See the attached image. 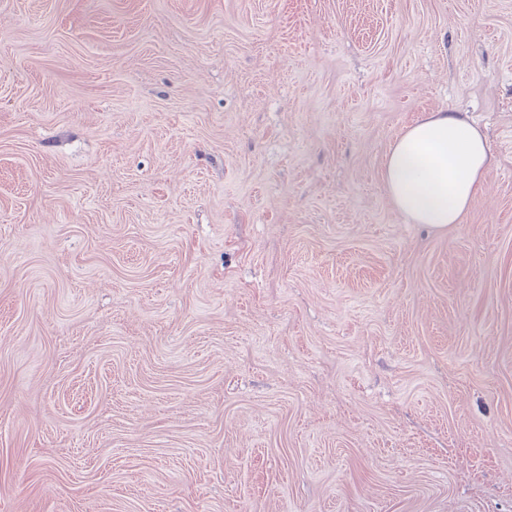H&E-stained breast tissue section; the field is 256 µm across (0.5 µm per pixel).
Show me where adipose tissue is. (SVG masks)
Returning <instances> with one entry per match:
<instances>
[{
	"instance_id": "obj_1",
	"label": "adipose tissue",
	"mask_w": 512,
	"mask_h": 512,
	"mask_svg": "<svg viewBox=\"0 0 512 512\" xmlns=\"http://www.w3.org/2000/svg\"><path fill=\"white\" fill-rule=\"evenodd\" d=\"M491 163L489 145L462 112H430L392 143L384 180L409 222L445 229L461 223Z\"/></svg>"
}]
</instances>
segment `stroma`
<instances>
[{"label":"stroma","instance_id":"stroma-1","mask_svg":"<svg viewBox=\"0 0 512 512\" xmlns=\"http://www.w3.org/2000/svg\"><path fill=\"white\" fill-rule=\"evenodd\" d=\"M0 512H512V0H0ZM491 163L489 145L463 112H429L390 146L384 180L393 207L413 224H460Z\"/></svg>","mask_w":512,"mask_h":512}]
</instances>
